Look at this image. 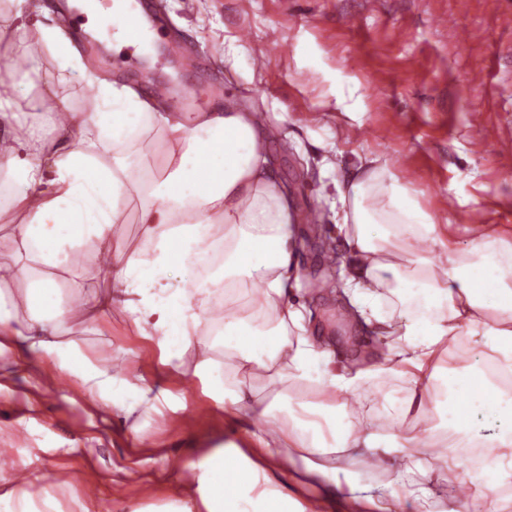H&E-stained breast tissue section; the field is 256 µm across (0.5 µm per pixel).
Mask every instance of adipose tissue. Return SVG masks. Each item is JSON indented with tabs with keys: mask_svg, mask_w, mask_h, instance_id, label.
Returning <instances> with one entry per match:
<instances>
[{
	"mask_svg": "<svg viewBox=\"0 0 512 512\" xmlns=\"http://www.w3.org/2000/svg\"><path fill=\"white\" fill-rule=\"evenodd\" d=\"M21 62L36 69L41 51L62 70L84 72L71 41L43 23L23 29ZM0 92V379L27 369L47 384L50 365L84 391L105 417L139 409L165 418L179 406L153 393L137 367L87 357L70 335L103 316L127 319L155 342L165 362L195 350L194 375L231 418L254 417L252 437L269 467L293 449L306 473L340 482L333 448H373V420L345 416L349 392L364 371L340 372L334 352L304 322L295 293L300 271V216L280 189L257 118L225 101L220 112H160L133 88L99 80L94 112H40ZM167 161L157 165L153 136ZM338 229L351 247L344 292L364 321L381 325L398 345L375 369L400 375L406 396L396 415H415L397 434L404 473L422 469L436 448L456 449L465 496L447 512H499L497 488L512 479V236L467 225L459 247L440 219L425 211L412 184L378 159L337 189ZM133 212L138 232L116 234ZM90 261L74 268L76 252ZM110 285L98 287L101 273ZM24 281L15 291V281ZM218 321L225 361L216 364L200 327ZM478 336L466 364L439 371L433 359L449 337ZM295 381L287 412L259 397L249 377ZM445 410L447 437L426 423L430 406ZM186 469L205 512H288V494L261 483L227 448L210 449ZM432 512L427 477L410 479L376 502L401 512L405 501Z\"/></svg>",
	"mask_w": 512,
	"mask_h": 512,
	"instance_id": "obj_1",
	"label": "adipose tissue"
}]
</instances>
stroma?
Wrapping results in <instances>:
<instances>
[{"mask_svg": "<svg viewBox=\"0 0 512 512\" xmlns=\"http://www.w3.org/2000/svg\"><path fill=\"white\" fill-rule=\"evenodd\" d=\"M186 44L182 60L151 49L148 71L171 88L186 89L203 112L215 111L209 98L214 85L236 96L241 111L264 115L279 131L268 153L279 182L300 211L316 210L320 225L302 227L297 256L301 283L323 340L349 371L369 369L383 342L347 314L330 290L318 287L327 264L348 261V246L336 230V185L346 182L361 158H379L392 170L414 169L413 185L422 205L448 219L459 244H466L464 222L479 210L487 223L512 231V154L498 150L500 137L512 133V9L501 0H469L456 26L436 27L437 15L454 10L456 0H147ZM406 29L399 39L397 29ZM480 29L484 40L466 45L462 31ZM97 50L81 49L90 71L101 78L144 87V71L114 67L106 51L107 35L97 34ZM287 45L266 68L253 64V52ZM25 43L0 40V90L21 100L54 85L70 111L92 112L94 88L77 75L62 74L51 55L38 69L21 67ZM307 49L336 71V80L312 74L296 57ZM356 88L361 109L344 111L337 85ZM481 126L483 141L469 130ZM456 209H449V201ZM74 337L88 357L121 349L141 354L140 370L170 399L185 406L187 418L165 429L155 414L139 413L130 421L103 426L89 397L70 381L55 391L37 389L32 376L14 378L0 391V448L17 452L34 471L26 490L33 501L52 495L60 512H126L137 503L145 512H169L187 501L205 512L197 494H185L172 473L173 459H198L209 448L238 446L264 465L261 448L248 434L256 423L227 418L203 392L193 375L194 351L182 366H168L144 351L145 341L122 318H103L91 330L76 328ZM399 381L370 376L354 391L348 416L375 406L386 431L411 430L415 416L397 421L394 408L402 397ZM391 441L379 448L347 449L333 460L340 474L356 479L359 500L337 495L333 512H371L369 499L387 497L407 476L390 465ZM111 473L90 495V471Z\"/></svg>", "mask_w": 512, "mask_h": 512, "instance_id": "obj_1", "label": "stroma"}]
</instances>
